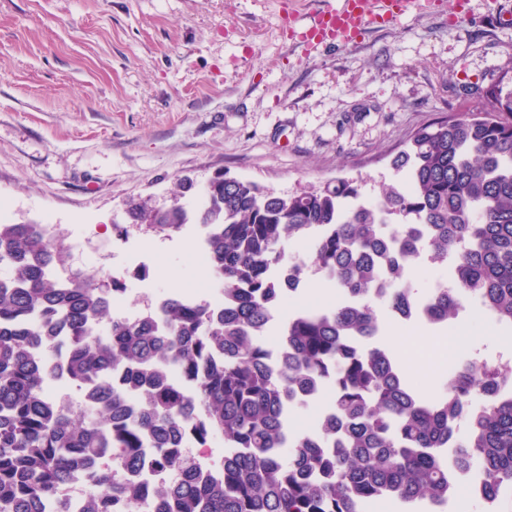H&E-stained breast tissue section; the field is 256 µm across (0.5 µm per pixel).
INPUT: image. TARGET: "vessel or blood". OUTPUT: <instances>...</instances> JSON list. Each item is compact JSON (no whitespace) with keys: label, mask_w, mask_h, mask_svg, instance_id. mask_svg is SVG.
Segmentation results:
<instances>
[{"label":"vessel or blood","mask_w":512,"mask_h":512,"mask_svg":"<svg viewBox=\"0 0 512 512\" xmlns=\"http://www.w3.org/2000/svg\"><path fill=\"white\" fill-rule=\"evenodd\" d=\"M415 4L416 0H342L340 7L323 11L302 39L310 44L352 40L369 26L395 21Z\"/></svg>","instance_id":"1"}]
</instances>
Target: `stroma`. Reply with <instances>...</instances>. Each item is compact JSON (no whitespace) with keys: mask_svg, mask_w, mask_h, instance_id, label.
I'll use <instances>...</instances> for the list:
<instances>
[{"mask_svg":"<svg viewBox=\"0 0 512 512\" xmlns=\"http://www.w3.org/2000/svg\"><path fill=\"white\" fill-rule=\"evenodd\" d=\"M337 0H0V200L7 223L83 234L94 280L159 297L196 285L191 227L165 236L126 209L171 201L215 173L280 194L359 177L375 197L420 128L489 109L512 88V0H434L354 42L289 35ZM146 266V280L132 278ZM439 329L382 342L433 393Z\"/></svg>","mask_w":512,"mask_h":512,"instance_id":"35a3bbf8","label":"stroma"}]
</instances>
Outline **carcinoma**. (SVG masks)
<instances>
[{"mask_svg":"<svg viewBox=\"0 0 512 512\" xmlns=\"http://www.w3.org/2000/svg\"><path fill=\"white\" fill-rule=\"evenodd\" d=\"M491 104L418 130L373 201L357 178L279 195L218 174L195 211L180 203L188 180L165 213L131 210L157 234L209 228L220 312L169 297L160 318H116L120 279H52L61 251L49 231L0 224V512H47L77 480L82 512H447L472 467L485 512L498 509L512 492V365H465L425 397L369 344L382 307L394 317L421 304L428 325L447 328L472 305L512 327V90ZM296 240L310 257L286 255ZM426 253L450 266L451 285L417 287L406 261ZM312 265L339 300L289 315L272 358L261 337L284 299L279 274L302 285ZM44 356L84 394L82 410L45 395ZM327 391L315 427L291 432L288 414ZM215 436L223 467L183 454L186 438L207 448ZM149 470L175 477L149 482Z\"/></svg>","mask_w":512,"mask_h":512,"instance_id":"cac0c4a2","label":"carcinoma"}]
</instances>
